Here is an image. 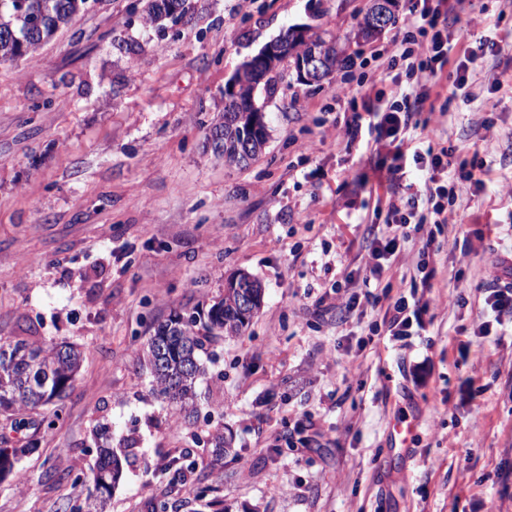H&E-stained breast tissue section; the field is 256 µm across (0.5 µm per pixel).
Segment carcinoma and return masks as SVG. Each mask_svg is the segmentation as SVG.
<instances>
[{
	"instance_id": "carcinoma-1",
	"label": "carcinoma",
	"mask_w": 512,
	"mask_h": 512,
	"mask_svg": "<svg viewBox=\"0 0 512 512\" xmlns=\"http://www.w3.org/2000/svg\"><path fill=\"white\" fill-rule=\"evenodd\" d=\"M87 0H0V38L31 36L41 43L86 7ZM185 10L173 13L169 0H149L148 19L178 21ZM232 113H224V123L214 130L222 133L213 148L229 165L241 166L256 159L259 152L245 158L239 152L242 131L229 123ZM251 297L252 313L263 300L258 280L242 273L237 287L224 289L213 300L207 313L175 314L161 322L143 344L157 395L180 404L187 411L195 396V384L205 374L201 359L204 343L213 338L236 336L250 322L242 316L240 302ZM84 361V351L71 343H44L37 340L0 341V417L14 430H22L34 416H41L66 395ZM34 448L33 442L21 448H0V472L13 467L18 453ZM123 475V463L112 448H98V463L87 486L86 497L70 505V512H105L112 489Z\"/></svg>"
}]
</instances>
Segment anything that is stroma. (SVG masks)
Here are the masks:
<instances>
[{
	"label": "stroma",
	"mask_w": 512,
	"mask_h": 512,
	"mask_svg": "<svg viewBox=\"0 0 512 512\" xmlns=\"http://www.w3.org/2000/svg\"><path fill=\"white\" fill-rule=\"evenodd\" d=\"M366 3L187 0L160 27L145 0H88L0 64V339L86 352L55 424L8 433L38 445L0 477V512H65L101 432L116 450L137 441L107 512H512V327L473 333L492 262L512 254V0L456 7L461 44L487 26L503 45L467 97L440 87L446 140L486 171L458 193L461 226L437 235L431 307L409 338L389 336L387 301L347 314L335 302L364 293L389 194L417 180L410 167L387 184L367 138L338 136L361 104L336 96L349 73L306 85L283 64L262 155L230 166L209 145L227 82L286 28L335 38L345 58L389 48L409 0L359 42ZM419 246L404 243L376 288L420 287ZM242 272L264 302L240 335L205 343L187 425L152 393L139 353L154 323L207 310ZM402 418L414 426L407 455L394 447ZM218 429L232 443L216 462ZM180 454L194 463L184 476L164 468Z\"/></svg>",
	"instance_id": "1"
}]
</instances>
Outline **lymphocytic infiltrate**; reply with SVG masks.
Here are the masks:
<instances>
[{"mask_svg":"<svg viewBox=\"0 0 512 512\" xmlns=\"http://www.w3.org/2000/svg\"><path fill=\"white\" fill-rule=\"evenodd\" d=\"M453 6L447 0H411L410 17L402 38L394 40L386 72L401 94L386 97L383 91L363 94L362 108L353 112L344 134L356 139L363 131H376L375 144L385 155L376 168L389 181L404 175L407 164L419 174L414 192L388 199L387 233L375 236L368 246L370 271L383 275L397 256L402 242L418 235L420 257L435 254V227L453 224L457 214L456 162L451 150L442 147V121L433 119L437 107L431 92L444 77L448 57L456 46L449 30ZM499 49L494 30H484L467 46L455 69L453 86L465 91L469 72ZM498 273L486 290L485 303L492 317L481 322L476 335L487 336L493 325L512 323V256L498 260Z\"/></svg>","mask_w":512,"mask_h":512,"instance_id":"f902f5d3","label":"lymphocytic infiltrate"}]
</instances>
